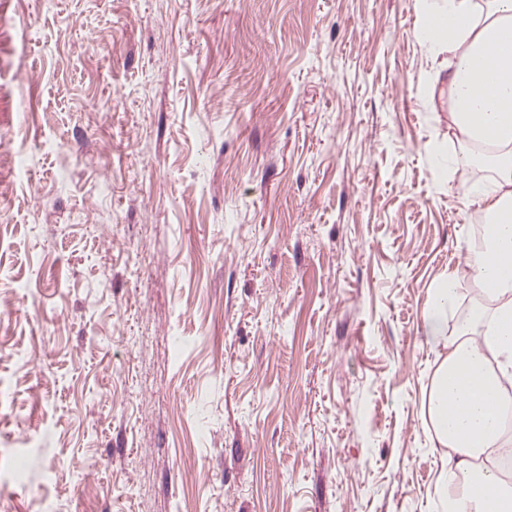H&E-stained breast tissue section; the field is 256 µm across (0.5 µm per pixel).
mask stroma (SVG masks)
Returning <instances> with one entry per match:
<instances>
[{
	"label": "stroma",
	"mask_w": 512,
	"mask_h": 512,
	"mask_svg": "<svg viewBox=\"0 0 512 512\" xmlns=\"http://www.w3.org/2000/svg\"><path fill=\"white\" fill-rule=\"evenodd\" d=\"M432 74L418 0H0V512H437Z\"/></svg>",
	"instance_id": "1"
}]
</instances>
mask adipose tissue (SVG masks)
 <instances>
[{
    "label": "adipose tissue",
    "instance_id": "1",
    "mask_svg": "<svg viewBox=\"0 0 512 512\" xmlns=\"http://www.w3.org/2000/svg\"><path fill=\"white\" fill-rule=\"evenodd\" d=\"M421 40L445 77L438 91L448 135L463 145L448 157L450 172L475 165L487 180L463 189L466 211L487 222L484 240L469 238L460 260L431 294L424 321L439 348L422 400L436 443L448 451L435 493L441 512H512V487L496 467L475 458L512 446V0H420ZM470 280L477 299L456 326L448 312L455 282Z\"/></svg>",
    "mask_w": 512,
    "mask_h": 512
}]
</instances>
